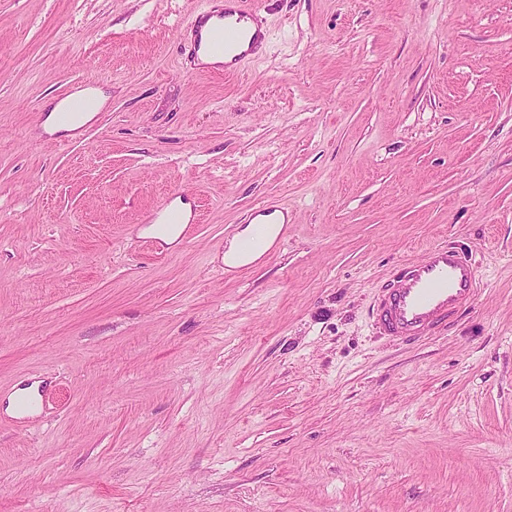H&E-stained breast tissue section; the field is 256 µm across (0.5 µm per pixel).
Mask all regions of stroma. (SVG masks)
<instances>
[{
	"instance_id": "stroma-1",
	"label": "stroma",
	"mask_w": 512,
	"mask_h": 512,
	"mask_svg": "<svg viewBox=\"0 0 512 512\" xmlns=\"http://www.w3.org/2000/svg\"><path fill=\"white\" fill-rule=\"evenodd\" d=\"M207 6L0 0V512H512V0H266L265 52L196 76ZM85 78L105 109L41 132ZM263 200L285 239L225 270ZM436 244L474 306L382 336ZM90 98L93 100V106L88 111H86V113L83 116H81L78 121L70 125L60 124L56 120V112L58 111V109L64 101L57 102L54 105L52 104L50 113L46 116L42 124L44 132L48 134L62 132L63 134L68 135L70 137H75L76 135H78V131L94 119L95 115L102 110V108L108 100L106 94L101 90H95L90 95ZM177 198L182 199L181 192L179 191L173 193V195L167 201L166 204L159 207L156 211L151 212L145 219L146 224H168L171 226L180 227L182 229V231L173 232L168 235L160 237L162 242L164 244H167L168 246H174L175 244V246H177V243L180 241L181 235L185 236L188 231V227L187 225H185V222H188L191 215L190 206L188 204H182L185 210L183 219V214L181 210L176 206H172V203Z\"/></svg>"
}]
</instances>
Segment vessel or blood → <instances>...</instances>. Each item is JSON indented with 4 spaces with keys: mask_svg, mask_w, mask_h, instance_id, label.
Masks as SVG:
<instances>
[{
    "mask_svg": "<svg viewBox=\"0 0 512 512\" xmlns=\"http://www.w3.org/2000/svg\"><path fill=\"white\" fill-rule=\"evenodd\" d=\"M259 0H210L179 37L194 72L211 73L212 59L227 74L243 70L257 55L265 40ZM150 224L184 227L178 207L164 204L147 218ZM478 270L460 247L439 244L402 270L376 314L380 328L402 341H412L425 331L447 325L463 313L476 294Z\"/></svg>",
    "mask_w": 512,
    "mask_h": 512,
    "instance_id": "vessel-or-blood-1",
    "label": "vessel or blood"
}]
</instances>
